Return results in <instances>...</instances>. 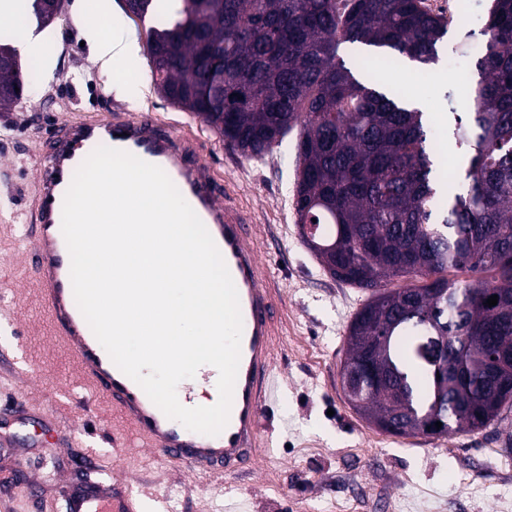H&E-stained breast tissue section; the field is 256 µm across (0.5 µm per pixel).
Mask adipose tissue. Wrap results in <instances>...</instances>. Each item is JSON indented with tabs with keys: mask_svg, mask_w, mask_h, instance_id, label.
Wrapping results in <instances>:
<instances>
[{
	"mask_svg": "<svg viewBox=\"0 0 512 512\" xmlns=\"http://www.w3.org/2000/svg\"><path fill=\"white\" fill-rule=\"evenodd\" d=\"M111 0H78L75 19L86 30L90 59L105 76L112 77L120 67L134 63L141 50L136 31L112 30L109 23Z\"/></svg>",
	"mask_w": 512,
	"mask_h": 512,
	"instance_id": "1",
	"label": "adipose tissue"
}]
</instances>
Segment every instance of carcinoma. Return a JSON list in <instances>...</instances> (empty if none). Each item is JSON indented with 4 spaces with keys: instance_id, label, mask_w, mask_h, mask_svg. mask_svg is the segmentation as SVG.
Instances as JSON below:
<instances>
[{
    "instance_id": "obj_1",
    "label": "carcinoma",
    "mask_w": 512,
    "mask_h": 512,
    "mask_svg": "<svg viewBox=\"0 0 512 512\" xmlns=\"http://www.w3.org/2000/svg\"><path fill=\"white\" fill-rule=\"evenodd\" d=\"M125 13L160 22L148 56L162 96L243 156L301 127L297 223L334 279L371 291L346 360L374 355L388 373L364 382L354 408L369 422L394 414L393 435L412 437L433 416V435L450 437L511 409L512 0H491L473 110L453 125L466 190L451 199L428 113L380 87L407 59L437 60L448 22L423 0H131ZM342 43L389 53L348 65ZM24 88L20 63L0 66V108Z\"/></svg>"
}]
</instances>
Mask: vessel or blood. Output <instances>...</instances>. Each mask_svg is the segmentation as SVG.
<instances>
[{"instance_id": "obj_1", "label": "vessel or blood", "mask_w": 512, "mask_h": 512, "mask_svg": "<svg viewBox=\"0 0 512 512\" xmlns=\"http://www.w3.org/2000/svg\"><path fill=\"white\" fill-rule=\"evenodd\" d=\"M100 146L163 169L209 231L231 274L243 333L230 418L219 435L190 431L166 417L112 362L75 302L62 206L76 170ZM46 159L31 183L23 226L28 274L54 344L70 352L80 383L120 419L110 435L113 447L150 449L166 464L202 478L252 469L270 445L261 420L274 402L282 328L276 315L281 293L260 260L251 211L223 195L218 178L202 162L196 136L151 114L133 116L114 109L56 122ZM60 500L64 512H145L141 496L120 484L107 495L65 486Z\"/></svg>"}]
</instances>
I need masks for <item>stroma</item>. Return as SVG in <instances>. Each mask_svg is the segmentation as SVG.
Wrapping results in <instances>:
<instances>
[{
	"mask_svg": "<svg viewBox=\"0 0 512 512\" xmlns=\"http://www.w3.org/2000/svg\"><path fill=\"white\" fill-rule=\"evenodd\" d=\"M75 3L67 0L48 26L25 22L53 68L0 111V293L7 302L0 309V435L13 442L0 449V479L11 480L0 486V512H55L62 481L89 476H114L146 499L161 498L162 512H512V411L475 433L399 437L368 424L345 400V330L370 293L332 278L300 236L293 208L298 130L263 157H243L162 97L143 53L118 76L124 97L106 91L87 34L73 20ZM489 4L455 0L466 24L449 25L428 74L409 61L384 76L437 123L448 173L466 161L447 122L472 109ZM115 107L185 122L200 136L207 166L254 212L260 256L282 289L284 339L275 359L282 394L263 420L271 445L254 470L234 479L196 478L148 449L112 447L100 428L111 414L107 404L48 392L71 385L74 372L69 355L49 343L20 263L18 227L52 123Z\"/></svg>",
	"mask_w": 512,
	"mask_h": 512,
	"instance_id": "obj_1",
	"label": "stroma"
}]
</instances>
